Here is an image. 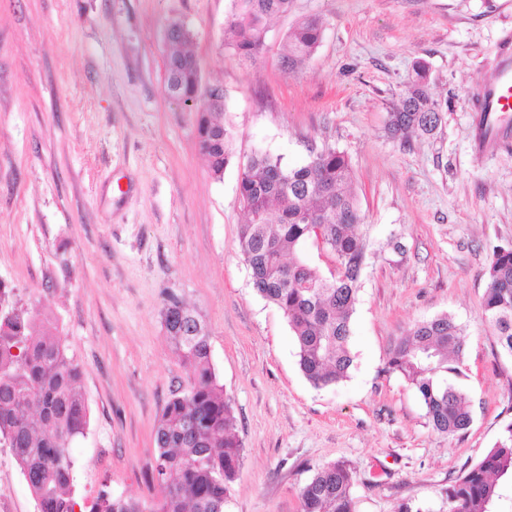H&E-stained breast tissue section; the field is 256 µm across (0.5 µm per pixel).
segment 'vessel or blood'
Returning <instances> with one entry per match:
<instances>
[{"mask_svg":"<svg viewBox=\"0 0 512 512\" xmlns=\"http://www.w3.org/2000/svg\"><path fill=\"white\" fill-rule=\"evenodd\" d=\"M477 110L480 114L479 145L497 146L512 138V129L503 125L505 115L512 114V43L503 42L497 51L494 68L478 81Z\"/></svg>","mask_w":512,"mask_h":512,"instance_id":"vessel-or-blood-1","label":"vessel or blood"}]
</instances>
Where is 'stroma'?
Masks as SVG:
<instances>
[{"mask_svg": "<svg viewBox=\"0 0 512 512\" xmlns=\"http://www.w3.org/2000/svg\"><path fill=\"white\" fill-rule=\"evenodd\" d=\"M232 6L0 0V284L6 307L49 321L82 366L89 426L72 444L76 492L160 498L155 425L189 383L160 317L173 293L209 326L242 442L224 512H300L302 486L336 462L354 476L356 512H448L449 485L512 422V356L481 307L494 251L512 247V143L479 149L472 101L512 40V0H294L247 63L224 48ZM309 14L325 20L321 43L285 69L288 32ZM174 20L194 34L203 84L225 94L233 157L218 178L195 113L167 90ZM420 63L442 122L391 137L389 114ZM322 146L354 169L371 252L349 377L317 389L238 250V181L254 151L301 165ZM442 313L467 341L450 381L469 395L473 422L458 436L434 432L415 389L384 371L397 338ZM0 507L38 512L1 445Z\"/></svg>", "mask_w": 512, "mask_h": 512, "instance_id": "1", "label": "stroma"}]
</instances>
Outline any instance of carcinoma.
Instances as JSON below:
<instances>
[{
  "label": "carcinoma",
  "instance_id": "1",
  "mask_svg": "<svg viewBox=\"0 0 512 512\" xmlns=\"http://www.w3.org/2000/svg\"><path fill=\"white\" fill-rule=\"evenodd\" d=\"M292 0H234L226 45L242 61L265 49L269 21L288 12ZM324 23L317 15L301 18L287 36L283 63L295 67L319 46ZM191 31L173 21L166 28L170 52L165 60L171 95L195 105L198 147L213 176L231 159L232 130L217 120L221 96L201 82L195 55L186 50ZM442 107L429 93L426 69L390 113L389 133L432 134L441 124ZM354 172L341 152L312 150L300 166L256 151L241 163L238 199L247 212L238 248L251 272L252 285L264 300L288 318L298 364L317 388L349 377L351 320L368 243L357 227L363 223L352 189ZM322 229L323 251L335 263L328 277L318 275L305 252L314 245L313 226ZM482 310L501 349L512 355V249L499 248L486 270ZM161 316L168 339L192 374L187 393H175L155 427L157 454L152 480L162 491L158 507L115 496L105 490L87 506L74 489L76 461L71 443L85 435L88 409L78 390L81 367L65 348L39 331L28 310L0 315V443L11 449L33 493L39 512H224L242 445L231 401L224 395L210 361L205 323L175 294L165 299ZM465 350L463 330L441 314L412 325L389 353L386 372L397 373L415 388L431 428L454 436L472 421L467 394L448 383L457 372L452 362ZM512 478V422L483 457L448 487V512H493L498 480ZM354 478L342 462L317 470L301 488V512H355Z\"/></svg>",
  "mask_w": 512,
  "mask_h": 512
}]
</instances>
